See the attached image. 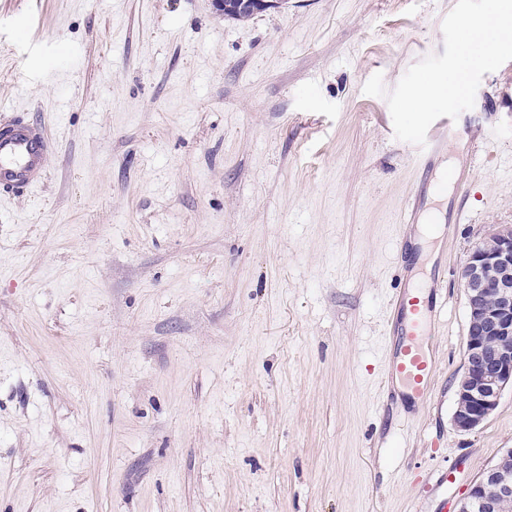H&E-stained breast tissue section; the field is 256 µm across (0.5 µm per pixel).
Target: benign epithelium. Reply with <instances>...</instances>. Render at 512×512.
<instances>
[{"label": "benign epithelium", "mask_w": 512, "mask_h": 512, "mask_svg": "<svg viewBox=\"0 0 512 512\" xmlns=\"http://www.w3.org/2000/svg\"><path fill=\"white\" fill-rule=\"evenodd\" d=\"M468 328L464 370L455 382L453 421L477 430L512 388V225H496L462 268ZM452 512H512V448L470 486Z\"/></svg>", "instance_id": "benign-epithelium-1"}]
</instances>
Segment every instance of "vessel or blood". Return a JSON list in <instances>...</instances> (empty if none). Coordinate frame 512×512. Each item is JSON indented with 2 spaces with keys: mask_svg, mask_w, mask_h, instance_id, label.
I'll list each match as a JSON object with an SVG mask.
<instances>
[{
  "mask_svg": "<svg viewBox=\"0 0 512 512\" xmlns=\"http://www.w3.org/2000/svg\"><path fill=\"white\" fill-rule=\"evenodd\" d=\"M52 140L45 126L17 115L0 120V198L29 193L47 168ZM441 283L416 289L401 286L388 329L393 336L388 377L401 381L408 399L427 401L437 371L427 345L435 334Z\"/></svg>",
  "mask_w": 512,
  "mask_h": 512,
  "instance_id": "obj_1",
  "label": "vessel or blood"
}]
</instances>
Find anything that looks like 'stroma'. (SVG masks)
Here are the masks:
<instances>
[{
    "mask_svg": "<svg viewBox=\"0 0 512 512\" xmlns=\"http://www.w3.org/2000/svg\"><path fill=\"white\" fill-rule=\"evenodd\" d=\"M456 0H0V118L45 125L0 201V512H440L512 448L453 422L461 270L512 224V67L434 163L430 403L380 380L418 179L363 86L444 51ZM448 485H440L442 473Z\"/></svg>",
    "mask_w": 512,
    "mask_h": 512,
    "instance_id": "stroma-1",
    "label": "stroma"
}]
</instances>
